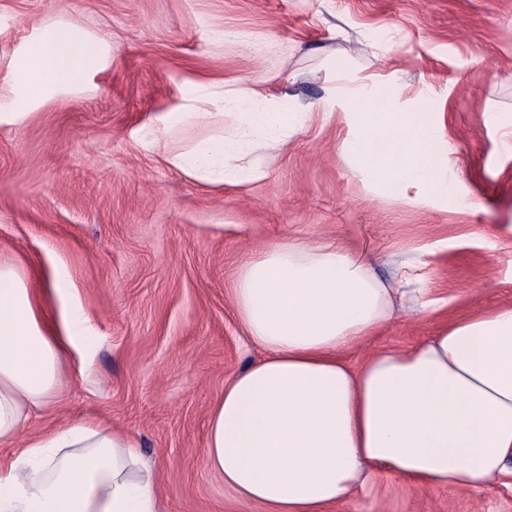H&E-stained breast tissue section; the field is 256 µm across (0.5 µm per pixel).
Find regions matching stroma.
I'll return each mask as SVG.
<instances>
[{
  "mask_svg": "<svg viewBox=\"0 0 512 512\" xmlns=\"http://www.w3.org/2000/svg\"><path fill=\"white\" fill-rule=\"evenodd\" d=\"M70 23L108 42L85 90L0 124V260L21 265L45 311L71 279L94 344L67 352L60 392L25 435L87 419L126 430L159 475V512H265L204 463L208 413L259 358L231 299L241 263L275 243L333 244L390 280L421 263L449 316L512 302V0H0V86L37 30ZM397 45L374 51L378 32ZM399 76L448 149L457 195L383 196L339 144L365 120L329 99L336 69ZM246 82L319 116L266 179L199 184L144 134L191 83ZM398 318L347 351L352 364L439 326ZM333 512H512V483L406 489L383 473Z\"/></svg>",
  "mask_w": 512,
  "mask_h": 512,
  "instance_id": "stroma-1",
  "label": "stroma"
}]
</instances>
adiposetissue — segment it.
Instances as JSON below:
<instances>
[{
	"instance_id": "adipose-tissue-1",
	"label": "adipose tissue",
	"mask_w": 512,
	"mask_h": 512,
	"mask_svg": "<svg viewBox=\"0 0 512 512\" xmlns=\"http://www.w3.org/2000/svg\"><path fill=\"white\" fill-rule=\"evenodd\" d=\"M97 39L59 24L13 60L0 106L23 122L57 90L77 91L104 68ZM371 118L340 145L385 194L454 189L435 130L402 110L403 89H371L339 73L333 88ZM310 107L254 87H193L160 117L166 164L210 185L267 178L273 151L301 133ZM202 125L205 137L183 142ZM57 328L20 267L0 262V446L63 383L64 349L86 351L90 327L69 282L52 283ZM247 340L264 350L224 384L210 409L206 467L246 503L268 512H327L378 474L408 488L470 489L512 468V305L454 318L424 343L348 363L344 352L398 315L426 316L444 299L421 276L386 284L373 263L330 245L280 243L253 254L231 290ZM158 475L129 433L78 420L29 438L0 464V512H158Z\"/></svg>"
}]
</instances>
